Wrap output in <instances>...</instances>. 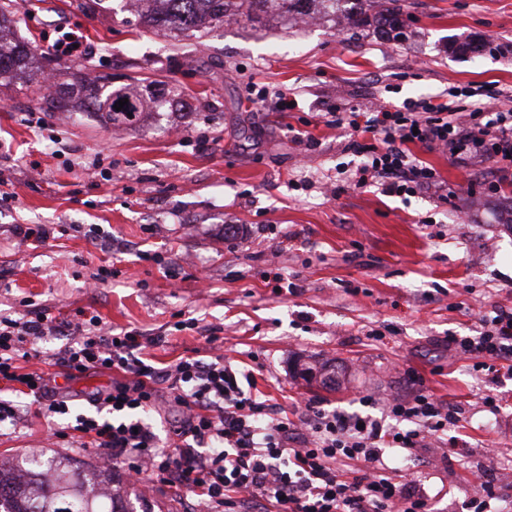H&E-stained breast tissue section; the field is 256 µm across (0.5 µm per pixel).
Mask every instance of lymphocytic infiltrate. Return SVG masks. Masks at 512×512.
<instances>
[{
    "mask_svg": "<svg viewBox=\"0 0 512 512\" xmlns=\"http://www.w3.org/2000/svg\"><path fill=\"white\" fill-rule=\"evenodd\" d=\"M334 122L358 134L349 145L359 158L352 175L358 188L378 184L397 197L435 189V170L410 151L416 144L452 150L464 166L478 157L494 161L485 195L512 179L511 108L491 114L476 109L461 122L447 105L428 103L418 112L339 114ZM61 333L72 341L49 355V371L22 372L33 357L25 347L29 338ZM147 345L136 330L119 337L103 332L95 316H0V382L33 395L40 414L64 415L69 406L57 377L112 373L111 389L89 397L94 414L78 415L59 437L97 449L101 459L126 464L155 484L191 493L204 512H254L263 502L278 512H434L430 498L397 480L384 462L387 449L421 447L460 419L459 407L428 393L415 371L407 373L413 393L388 400L381 416L329 411L310 400L291 418L253 395V372L232 366L226 356L208 362L186 357L159 368L145 358ZM448 345L472 359L475 371L512 373V309L481 316L477 336H452ZM163 385L183 412L170 450L148 419Z\"/></svg>",
    "mask_w": 512,
    "mask_h": 512,
    "instance_id": "1",
    "label": "lymphocytic infiltrate"
}]
</instances>
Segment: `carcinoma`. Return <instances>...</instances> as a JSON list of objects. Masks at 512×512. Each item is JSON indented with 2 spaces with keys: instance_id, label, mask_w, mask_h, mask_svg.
I'll list each match as a JSON object with an SVG mask.
<instances>
[{
  "instance_id": "obj_1",
  "label": "carcinoma",
  "mask_w": 512,
  "mask_h": 512,
  "mask_svg": "<svg viewBox=\"0 0 512 512\" xmlns=\"http://www.w3.org/2000/svg\"><path fill=\"white\" fill-rule=\"evenodd\" d=\"M342 0H133L141 7L144 27L161 33L178 32L201 37L224 21L238 16L260 22L274 13L283 21L311 18L336 7ZM347 24L371 25L383 40L401 39L409 18L401 0H384V8L372 12L371 0H353ZM19 23L0 5V82L21 79L34 71L37 47L14 39L10 29ZM126 98L121 110L114 105ZM162 108L169 103L165 85L150 80L145 85L106 84L76 86L61 83L44 100L48 112H82L113 126L134 127L145 104ZM112 472L86 465L69 456L49 459L21 456L7 465L0 462V512H135L128 491L114 488Z\"/></svg>"
}]
</instances>
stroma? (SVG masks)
Returning <instances> with one entry per match:
<instances>
[{
  "label": "stroma",
  "mask_w": 512,
  "mask_h": 512,
  "mask_svg": "<svg viewBox=\"0 0 512 512\" xmlns=\"http://www.w3.org/2000/svg\"><path fill=\"white\" fill-rule=\"evenodd\" d=\"M19 36L55 69L113 85L167 82L170 100L140 127L117 129L81 114L48 115L41 81L0 87V313L45 308L98 316L105 331L161 337L153 365L224 354L253 369L256 390L286 409L321 400L360 411L358 398L409 395L406 370L435 397L462 407L453 436L463 454L390 448L385 462L460 512L497 489L493 512H512V376L489 382L446 340L472 335L482 313L512 308V226L499 215L512 184L481 199L447 150L414 147L440 190L408 198L355 187L346 127L330 113L445 102L512 108V0H404L412 41L345 32L323 21L295 27L238 17L201 38L143 31L126 0H14ZM92 48L55 55L68 32ZM480 39L482 55L456 52ZM297 104L277 112V92ZM42 225L25 240L17 225ZM114 274L99 288L101 268ZM279 270L285 287L267 274ZM194 327H186V319ZM493 392L497 410L482 398ZM25 422L0 424V461L38 449L98 464L91 448L56 438L60 416L5 389ZM133 483L137 512H183L149 478ZM486 481V482H487Z\"/></svg>",
  "instance_id": "stroma-1"
}]
</instances>
